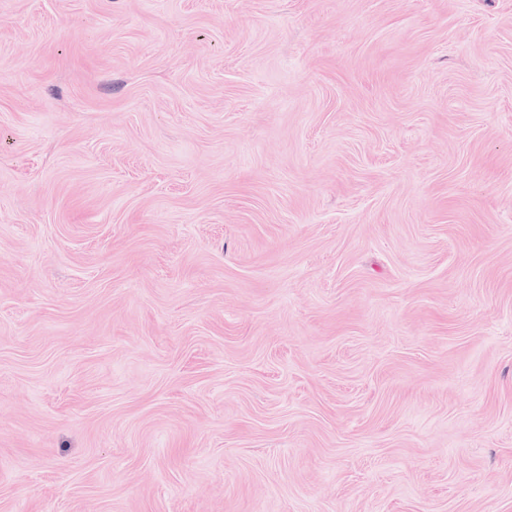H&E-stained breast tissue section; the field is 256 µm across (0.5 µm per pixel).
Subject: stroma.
<instances>
[{"label":"stroma","mask_w":512,"mask_h":512,"mask_svg":"<svg viewBox=\"0 0 512 512\" xmlns=\"http://www.w3.org/2000/svg\"><path fill=\"white\" fill-rule=\"evenodd\" d=\"M0 512H512V0H0Z\"/></svg>","instance_id":"1"}]
</instances>
